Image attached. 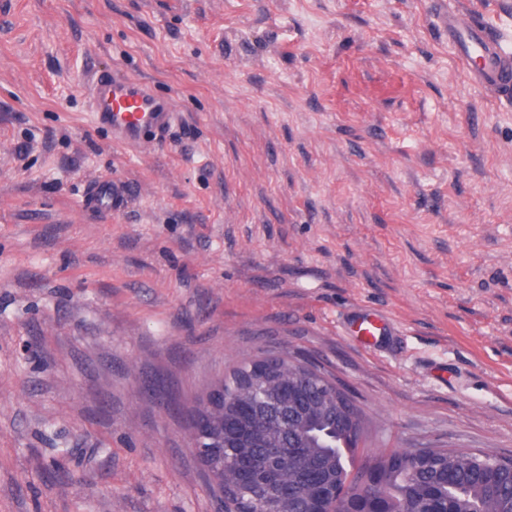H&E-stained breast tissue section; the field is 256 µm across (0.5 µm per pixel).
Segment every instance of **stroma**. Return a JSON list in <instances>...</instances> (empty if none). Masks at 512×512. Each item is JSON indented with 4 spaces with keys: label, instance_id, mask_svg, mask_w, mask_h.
<instances>
[{
    "label": "stroma",
    "instance_id": "obj_1",
    "mask_svg": "<svg viewBox=\"0 0 512 512\" xmlns=\"http://www.w3.org/2000/svg\"><path fill=\"white\" fill-rule=\"evenodd\" d=\"M112 68L172 101L156 144L93 124ZM270 351L367 453L512 456V105L428 0H0V512H224L187 414ZM85 200L99 210H112L124 204L126 189L112 179L98 180L87 187ZM388 326L386 320L377 314L360 313L351 321V332L354 336L360 338V342L366 345H373L377 341V336Z\"/></svg>",
    "mask_w": 512,
    "mask_h": 512
}]
</instances>
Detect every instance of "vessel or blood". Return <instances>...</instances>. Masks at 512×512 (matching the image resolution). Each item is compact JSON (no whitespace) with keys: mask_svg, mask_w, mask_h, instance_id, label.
<instances>
[{"mask_svg":"<svg viewBox=\"0 0 512 512\" xmlns=\"http://www.w3.org/2000/svg\"><path fill=\"white\" fill-rule=\"evenodd\" d=\"M440 28L447 32L455 59L478 89L512 101V49L499 29L475 21L456 9H437ZM92 115L107 127L114 142L140 148L170 128L175 109L170 100L157 97L141 80L120 72L102 73L89 83ZM85 200L101 210L124 204L125 188L112 180H99L87 188ZM386 320L373 313H361L351 321V331L367 345L385 331Z\"/></svg>","mask_w":512,"mask_h":512,"instance_id":"b4317fda","label":"vessel or blood"}]
</instances>
